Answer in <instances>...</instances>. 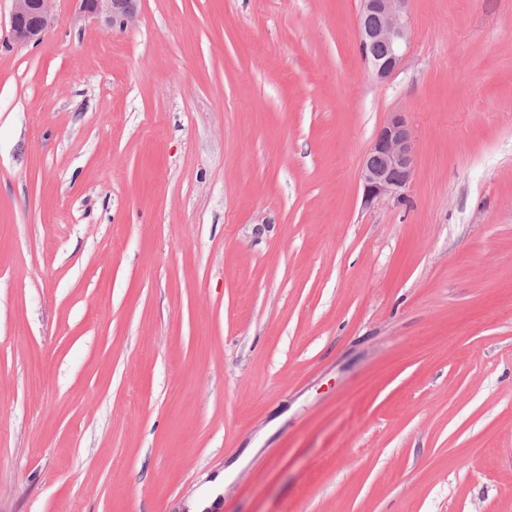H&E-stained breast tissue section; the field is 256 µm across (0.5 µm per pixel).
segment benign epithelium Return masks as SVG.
Returning a JSON list of instances; mask_svg holds the SVG:
<instances>
[{
  "label": "benign epithelium",
  "instance_id": "obj_1",
  "mask_svg": "<svg viewBox=\"0 0 512 512\" xmlns=\"http://www.w3.org/2000/svg\"><path fill=\"white\" fill-rule=\"evenodd\" d=\"M53 0H13L12 38L37 42L52 26ZM80 11L114 28L126 29L137 20L138 0H77ZM358 44L363 60L378 80L400 66L409 40L408 0H361ZM416 164L412 133L402 114L395 112L378 130L366 152L360 173L362 203L369 206L385 197L401 199Z\"/></svg>",
  "mask_w": 512,
  "mask_h": 512
}]
</instances>
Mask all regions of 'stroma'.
I'll list each match as a JSON object with an SVG mask.
<instances>
[{
    "label": "stroma",
    "mask_w": 512,
    "mask_h": 512,
    "mask_svg": "<svg viewBox=\"0 0 512 512\" xmlns=\"http://www.w3.org/2000/svg\"><path fill=\"white\" fill-rule=\"evenodd\" d=\"M12 7L0 512H512V0H410L385 81L360 0ZM53 0H13L12 38L22 44L37 42L52 26ZM80 11L112 28L127 29L137 20L138 0H77ZM415 164L412 133L402 114L392 113L364 156L359 173L362 203L369 206L385 197L403 198Z\"/></svg>",
    "instance_id": "stroma-1"
}]
</instances>
